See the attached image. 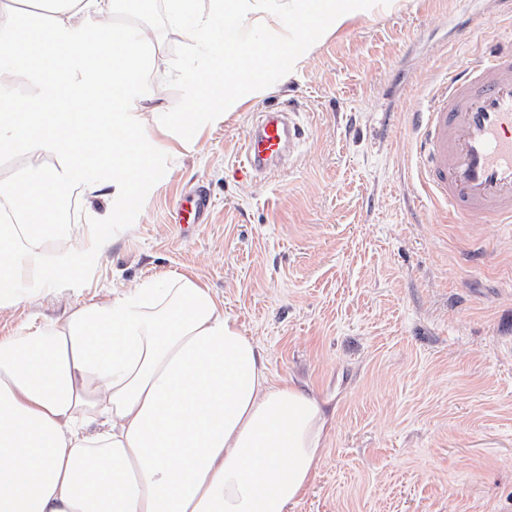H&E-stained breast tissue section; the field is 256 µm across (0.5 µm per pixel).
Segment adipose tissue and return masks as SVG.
<instances>
[{
	"label": "adipose tissue",
	"instance_id": "obj_1",
	"mask_svg": "<svg viewBox=\"0 0 512 512\" xmlns=\"http://www.w3.org/2000/svg\"><path fill=\"white\" fill-rule=\"evenodd\" d=\"M233 37L198 0L170 16L209 55L184 78L183 112L146 122L132 96L150 49L113 22L115 0H0V74L39 72L34 95H0V155L29 156L0 181V309L78 281L112 244L70 239L69 263L44 244L67 235L63 189L129 201L156 186L165 138L223 121L363 10L361 0H215ZM323 401L274 379L210 288L187 276L144 280L0 337V512H292L320 466Z\"/></svg>",
	"mask_w": 512,
	"mask_h": 512
}]
</instances>
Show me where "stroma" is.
Masks as SVG:
<instances>
[{
    "label": "stroma",
    "instance_id": "35a3bbf8",
    "mask_svg": "<svg viewBox=\"0 0 512 512\" xmlns=\"http://www.w3.org/2000/svg\"><path fill=\"white\" fill-rule=\"evenodd\" d=\"M145 112L183 110L205 52L169 15ZM512 40V0H370L196 145L136 215L95 202L116 241L79 289L0 310V336L114 290L199 278L266 357L334 416L294 512H512V224H455L419 194L412 115L479 48ZM295 102L308 137L282 173L245 176V137ZM203 223L175 222L194 189Z\"/></svg>",
    "mask_w": 512,
    "mask_h": 512
}]
</instances>
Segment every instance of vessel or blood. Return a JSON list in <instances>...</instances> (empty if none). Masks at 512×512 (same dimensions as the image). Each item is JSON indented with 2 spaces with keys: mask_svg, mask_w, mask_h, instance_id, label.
Segmentation results:
<instances>
[{
  "mask_svg": "<svg viewBox=\"0 0 512 512\" xmlns=\"http://www.w3.org/2000/svg\"><path fill=\"white\" fill-rule=\"evenodd\" d=\"M413 130L426 198L457 224H512V42L451 72L414 113ZM303 135L293 105L269 109L244 140L241 169L278 170ZM208 205L202 192L189 193L177 205L179 223H200Z\"/></svg>",
  "mask_w": 512,
  "mask_h": 512,
  "instance_id": "b4317fda",
  "label": "vessel or blood"
}]
</instances>
